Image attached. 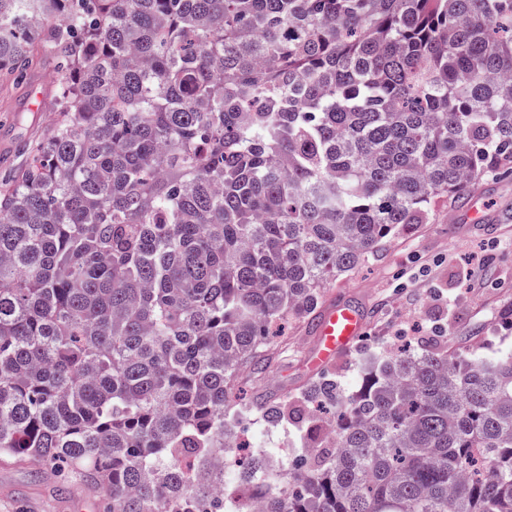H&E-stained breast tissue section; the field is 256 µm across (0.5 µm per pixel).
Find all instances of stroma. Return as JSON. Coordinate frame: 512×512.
Masks as SVG:
<instances>
[{
	"label": "stroma",
	"mask_w": 512,
	"mask_h": 512,
	"mask_svg": "<svg viewBox=\"0 0 512 512\" xmlns=\"http://www.w3.org/2000/svg\"><path fill=\"white\" fill-rule=\"evenodd\" d=\"M51 72H33L26 84L0 85V175L24 168L31 147L45 139L54 119ZM481 208L484 221L469 217ZM344 302L364 315V334L323 370L310 368L319 345L322 313ZM512 305V176L489 174L473 184L463 203L440 207L438 218L394 236L357 269L332 281L315 314L289 320L271 337L263 370H245L242 397L258 393L297 401L319 375L353 393L362 385L363 354L409 345L422 352L480 353L512 345V327L501 318ZM256 451L277 452L280 464L298 453L308 427L298 408L278 424L258 415L236 423ZM107 500L77 474L60 478L37 462L0 457V512H106Z\"/></svg>",
	"instance_id": "obj_1"
}]
</instances>
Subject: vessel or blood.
<instances>
[{"instance_id":"obj_1","label":"vessel or blood","mask_w":512,"mask_h":512,"mask_svg":"<svg viewBox=\"0 0 512 512\" xmlns=\"http://www.w3.org/2000/svg\"><path fill=\"white\" fill-rule=\"evenodd\" d=\"M363 329V318L356 307L338 304L330 308L319 325L320 345L313 366L319 369L328 364L359 340Z\"/></svg>"}]
</instances>
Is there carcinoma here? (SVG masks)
Returning a JSON list of instances; mask_svg holds the SVG:
<instances>
[{"label": "carcinoma", "mask_w": 512, "mask_h": 512, "mask_svg": "<svg viewBox=\"0 0 512 512\" xmlns=\"http://www.w3.org/2000/svg\"><path fill=\"white\" fill-rule=\"evenodd\" d=\"M55 75L0 180V456L107 512H512V346L372 352L307 388L284 481L237 454L270 329L512 164V0H0Z\"/></svg>", "instance_id": "cac0c4a2"}]
</instances>
